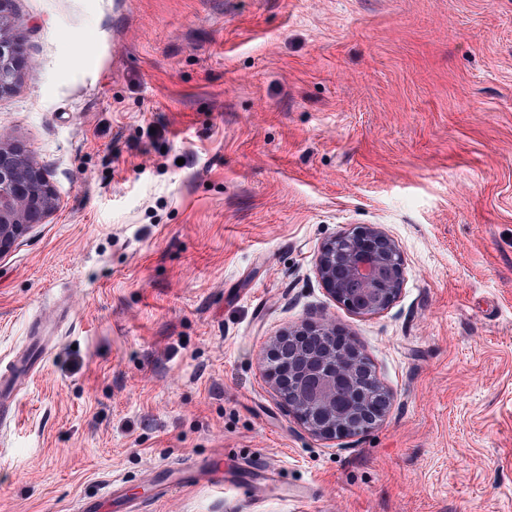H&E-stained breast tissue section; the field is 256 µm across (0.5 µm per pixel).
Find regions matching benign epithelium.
I'll use <instances>...</instances> for the list:
<instances>
[{
  "mask_svg": "<svg viewBox=\"0 0 512 512\" xmlns=\"http://www.w3.org/2000/svg\"><path fill=\"white\" fill-rule=\"evenodd\" d=\"M12 0H0V94L12 90L30 65ZM45 173L0 132V254L56 209ZM317 275L326 292L356 314L389 309L404 281V257L379 227L358 226L323 244ZM266 373L283 405L322 439L367 433L385 416L390 396L369 370L353 339L328 321L304 322L277 336Z\"/></svg>",
  "mask_w": 512,
  "mask_h": 512,
  "instance_id": "1",
  "label": "benign epithelium"
}]
</instances>
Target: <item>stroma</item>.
Instances as JSON below:
<instances>
[{
  "instance_id": "stroma-1",
  "label": "stroma",
  "mask_w": 512,
  "mask_h": 512,
  "mask_svg": "<svg viewBox=\"0 0 512 512\" xmlns=\"http://www.w3.org/2000/svg\"><path fill=\"white\" fill-rule=\"evenodd\" d=\"M30 68L0 132L57 207L0 255V363L66 307L0 431V512H73L215 453L304 491L201 481L145 512H512V0H14ZM376 224L388 310L322 286ZM326 319L392 400L324 440L265 375ZM317 275L326 292L356 314L388 310L399 298L404 257L379 227L358 226L323 244Z\"/></svg>"
}]
</instances>
